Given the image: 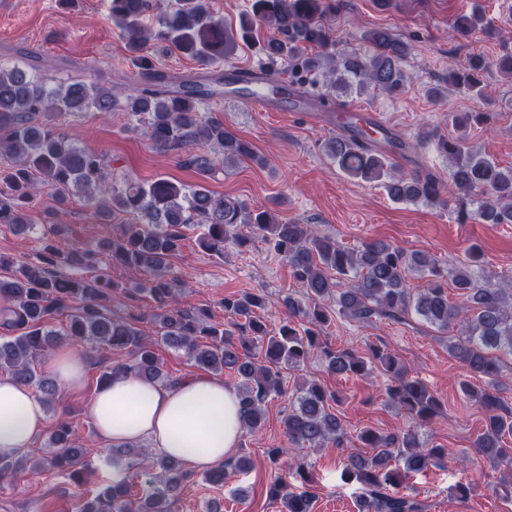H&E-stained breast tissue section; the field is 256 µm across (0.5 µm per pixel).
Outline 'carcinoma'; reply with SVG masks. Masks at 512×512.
<instances>
[{"mask_svg": "<svg viewBox=\"0 0 512 512\" xmlns=\"http://www.w3.org/2000/svg\"><path fill=\"white\" fill-rule=\"evenodd\" d=\"M335 10V0H250L233 25L215 16L207 0H167L157 13L152 0H109L108 18L126 33L128 51L143 72L153 70V63L142 55L151 41L167 43L201 63L222 59L243 44L271 64L293 61V84L302 85L309 76L319 75L329 86L349 94L371 90L401 94L407 83L402 63L411 53L410 45L380 27L366 33L369 53L338 52L332 30L323 22ZM263 27L273 35L262 40L258 32ZM450 28L461 37L494 30L481 12L457 15ZM493 67L512 78V51L493 61L474 54L465 64L448 70V83L479 94L483 74ZM209 95L211 91L196 85L176 89L159 80L135 88L105 87L74 77L49 79L24 66L0 64V157L5 162L0 183L6 186L0 191V226L15 232L32 229L28 212L39 183L50 189L58 210L65 209L74 189L98 211L129 215L133 221L120 224V232L107 239L106 247L112 264L141 277V291L151 300L148 314L114 317L110 304L117 284L112 277L98 273L89 279L79 274L96 269L98 251L94 249L63 251L44 236L33 260L17 262L0 255V267L12 269L0 276V328L13 333L0 341V372L31 387L49 406L59 385L37 372L35 364L62 344L90 345L129 356L126 362L105 365L99 382L123 370L149 383L172 387L179 380L164 373L155 351L160 343L183 352L197 368L213 375H222L226 369L235 372L243 426L253 432L262 423L265 403L281 391L280 369L300 366L317 349L333 374L381 371L388 380V397L422 425L439 414L441 403L420 380L409 378L392 354L376 346L365 360L320 342L335 312L356 322L381 317L400 320L413 313L438 332L451 334V353L470 372L490 382L480 391L460 383L484 413L474 446L495 464L505 463L511 469L512 448L505 438L512 437V411L505 409L493 382L502 374L504 356L512 358V288L473 278L471 267L482 258L478 246H470L466 261L451 273L464 301L460 307L449 301L448 283L437 260L428 254L407 253L384 240L366 242L357 250L348 248L309 224L282 222L268 208L252 209L202 185L189 187L163 177L147 183L133 178L116 182L108 176L103 156L68 141L58 131L60 123L85 112L122 109L146 117L154 148L182 151L181 165L206 178L245 160L261 162L252 145L230 126L202 118L198 106ZM475 120L470 112L456 114L454 121L462 133L437 140L438 150L448 158L446 186L431 173L391 172L389 152L411 145L384 129L358 125L354 116L347 118L344 134L325 142L324 151L347 176L383 183L394 201L445 205L448 188L477 197L479 220L512 224V167L501 166L469 145L463 129ZM243 226L250 234L242 232ZM195 227L201 228L199 245L218 257L224 256L229 244L241 249L252 235L262 236L288 263L308 302L290 295L283 298L288 315L274 334L259 315L267 306V296L260 291L224 297L222 324L208 322L205 310L176 307L175 282L167 276V265L180 252L186 231ZM409 270L428 277L426 288L414 293L406 287ZM63 309L70 310L67 326L48 327L46 317ZM147 317L156 327L153 336L137 327ZM334 401L335 394L317 383L302 388L283 420L289 442L297 447L326 441L341 446L345 433L331 412ZM358 441L377 449L370 459L346 457L343 478L362 485L358 512H421V504L400 494L399 486L410 474L447 456L448 449L423 447L411 430L387 435L366 428L359 432ZM49 444L50 455L41 460L31 463L20 456L0 461V475L53 469L68 473L79 485L90 483L91 462L85 459L70 421L56 423ZM245 465L243 457L228 461L206 472L203 479L222 485L227 470H242ZM156 469L141 475L135 495L124 481L100 491L86 489L80 512H174L181 487L193 481L195 474L163 455L157 458ZM271 494L284 500L287 512H310L313 492L306 484L293 491L279 480Z\"/></svg>", "mask_w": 512, "mask_h": 512, "instance_id": "obj_1", "label": "carcinoma"}]
</instances>
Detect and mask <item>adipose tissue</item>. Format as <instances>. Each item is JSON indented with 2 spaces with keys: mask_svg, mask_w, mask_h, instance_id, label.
Returning a JSON list of instances; mask_svg holds the SVG:
<instances>
[{
  "mask_svg": "<svg viewBox=\"0 0 512 512\" xmlns=\"http://www.w3.org/2000/svg\"><path fill=\"white\" fill-rule=\"evenodd\" d=\"M89 415L103 440L118 446L146 442L200 472L232 456L243 434L235 390L211 376H191L170 388L117 372L98 387ZM44 425L32 388L0 377V458L24 453Z\"/></svg>",
  "mask_w": 512,
  "mask_h": 512,
  "instance_id": "obj_1",
  "label": "adipose tissue"
}]
</instances>
